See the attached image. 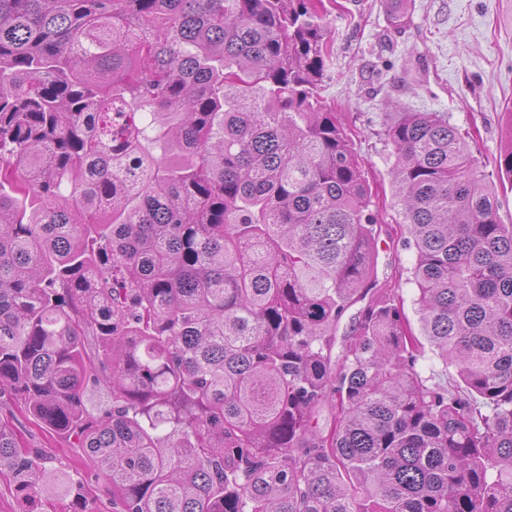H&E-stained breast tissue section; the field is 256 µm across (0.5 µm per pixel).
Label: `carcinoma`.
<instances>
[{"mask_svg":"<svg viewBox=\"0 0 512 512\" xmlns=\"http://www.w3.org/2000/svg\"><path fill=\"white\" fill-rule=\"evenodd\" d=\"M324 12L0 0V395L76 440L112 512H512V132L490 173L446 113L385 125L417 337L320 93ZM19 439L0 422V474L35 499Z\"/></svg>","mask_w":512,"mask_h":512,"instance_id":"carcinoma-1","label":"carcinoma"}]
</instances>
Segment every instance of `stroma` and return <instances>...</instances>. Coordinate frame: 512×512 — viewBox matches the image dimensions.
I'll return each instance as SVG.
<instances>
[{
  "instance_id": "35a3bbf8",
  "label": "stroma",
  "mask_w": 512,
  "mask_h": 512,
  "mask_svg": "<svg viewBox=\"0 0 512 512\" xmlns=\"http://www.w3.org/2000/svg\"><path fill=\"white\" fill-rule=\"evenodd\" d=\"M325 23L335 65L322 97L350 130L377 192L378 278L399 288L415 328L416 289L409 281L414 251L404 243L393 160L380 134L390 111L444 112L461 130L473 132V154L494 169L512 127V0H412L398 29L381 0H339ZM0 420L12 422L27 446L50 456L52 480L30 504L0 475V512H112L111 492L96 483L71 440L30 421L6 396L0 397Z\"/></svg>"
}]
</instances>
